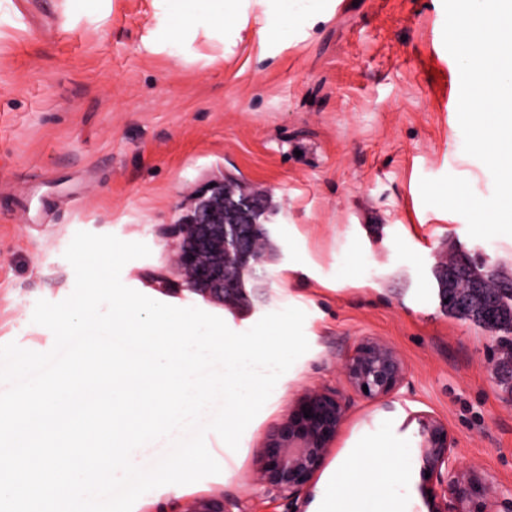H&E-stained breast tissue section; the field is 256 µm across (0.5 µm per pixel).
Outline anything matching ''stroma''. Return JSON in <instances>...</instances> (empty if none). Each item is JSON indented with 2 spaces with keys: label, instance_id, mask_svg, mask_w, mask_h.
I'll return each mask as SVG.
<instances>
[{
  "label": "stroma",
  "instance_id": "stroma-1",
  "mask_svg": "<svg viewBox=\"0 0 512 512\" xmlns=\"http://www.w3.org/2000/svg\"><path fill=\"white\" fill-rule=\"evenodd\" d=\"M328 21L309 25L316 7ZM442 0H293L258 59L249 23L231 52L158 0H0V345L49 351L38 300L75 286L64 253L76 232L150 249L124 285L197 307L243 333L288 307L306 314L308 351L244 431L237 450L207 445L229 475L157 492L133 512H184L216 497L229 512H289L256 478V450L305 389L340 394L347 420L327 459L363 438L396 445L407 512H426L417 424L436 417L458 469L475 472L488 512L512 500V391L494 373L495 333L444 312L443 248L512 279V236L469 237L465 219L423 204L420 181L453 175L491 196L487 167L463 151L459 70L443 44ZM265 193L277 250L246 308L193 292L166 228L208 181ZM365 336L401 356L406 379L382 401L354 395L340 367Z\"/></svg>",
  "mask_w": 512,
  "mask_h": 512
}]
</instances>
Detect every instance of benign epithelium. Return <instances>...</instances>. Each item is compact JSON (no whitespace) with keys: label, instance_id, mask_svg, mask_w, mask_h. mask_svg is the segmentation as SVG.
I'll return each instance as SVG.
<instances>
[{"label":"benign epithelium","instance_id":"obj_1","mask_svg":"<svg viewBox=\"0 0 512 512\" xmlns=\"http://www.w3.org/2000/svg\"><path fill=\"white\" fill-rule=\"evenodd\" d=\"M226 182L204 185L179 221L170 225L176 241V262L191 290L215 304H242L240 272L261 260L257 233L263 230V208L246 196L226 201ZM493 270L470 284L472 288L511 287ZM341 377L358 396L378 401L393 395L406 377L404 362L383 341L366 337L346 356ZM311 410L305 417L303 408ZM345 401L334 392L311 390L294 405L288 417L266 436L258 449L257 481L278 497L294 501L323 465L346 418ZM422 438L421 491L428 512H452L448 498L458 497L461 482L473 489L483 485L473 474L449 468L453 440L443 421L412 413Z\"/></svg>","mask_w":512,"mask_h":512}]
</instances>
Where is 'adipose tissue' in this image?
I'll return each mask as SVG.
<instances>
[{
	"label": "adipose tissue",
	"instance_id": "obj_1",
	"mask_svg": "<svg viewBox=\"0 0 512 512\" xmlns=\"http://www.w3.org/2000/svg\"><path fill=\"white\" fill-rule=\"evenodd\" d=\"M199 2V7L183 11V26L191 28L202 21L207 28L236 35L245 29L244 0ZM400 479L396 454L388 440L363 443L327 471L312 512H406L404 500L394 492Z\"/></svg>",
	"mask_w": 512,
	"mask_h": 512
}]
</instances>
